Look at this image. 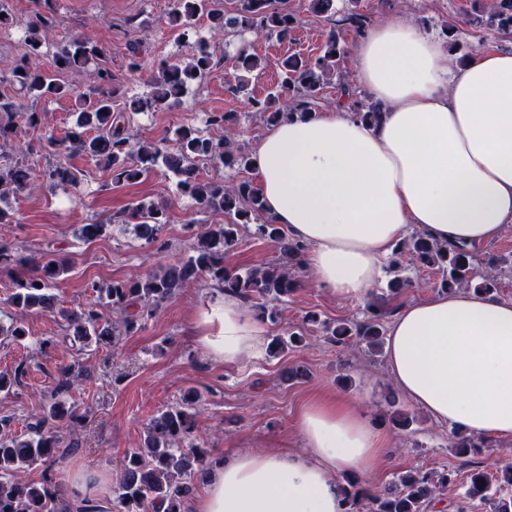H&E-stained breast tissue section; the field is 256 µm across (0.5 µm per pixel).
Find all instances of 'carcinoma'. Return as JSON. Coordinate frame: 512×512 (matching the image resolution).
I'll return each instance as SVG.
<instances>
[{
  "label": "carcinoma",
  "mask_w": 512,
  "mask_h": 512,
  "mask_svg": "<svg viewBox=\"0 0 512 512\" xmlns=\"http://www.w3.org/2000/svg\"><path fill=\"white\" fill-rule=\"evenodd\" d=\"M351 8L343 11L336 20V29L330 31L322 54L315 60L297 56L280 59L282 82L265 98L249 96L252 109L269 124L279 122L294 113H310L316 105L324 82L337 76L341 94L348 96L353 115L367 122H376L380 108L359 99L352 88L349 75L338 70V63L346 54L342 30L351 28L360 34L365 31L370 17L360 11L361 0H349ZM207 14L224 33H261L279 39L299 26L297 17L275 0H242L238 15L227 17L215 7L213 0H173L169 24L185 31L194 25L201 14ZM469 22L493 31L505 38L512 37V0H474L473 15ZM50 35L49 27L41 22L30 24L28 51L15 63L8 82L26 95L60 98L70 94L71 87L56 77L58 73L79 70L90 63L96 64L97 86L81 95L77 128L60 140L47 139L50 147L65 146L69 153H81L97 165L112 170V180L135 183L158 163L181 176L182 193L198 203L225 214L222 224H211L197 236L193 254L186 260L171 264L138 279L116 281L96 288L99 299L79 310L64 313L71 332L66 334L70 346L81 349L93 343L117 341L141 330L145 318L153 308L170 299L179 288L190 280L206 275L222 286L226 295L244 301L259 300L260 315L272 320L282 312L298 286L288 261L304 251V245L288 239L286 232L269 220L256 225L260 238L280 247L286 261L264 268L239 272L224 263L225 254L236 245L241 230L248 227L263 212L259 190L249 180L230 182H204L198 179L194 161L205 158L234 170L249 169V154L239 147L222 140L202 136L187 126L177 132L173 150L163 144H143L134 150L125 125L113 118L112 71L103 64V51L95 44L75 39L62 46L54 57V71L42 69L36 58L43 43ZM235 68L240 72L237 83L228 91L233 94L248 93L247 76L264 66V60L242 46L234 54ZM211 64L206 42L198 43L190 61L182 64L162 61L153 78L151 97L132 101L134 111H144L156 105L174 104L187 86L201 79ZM22 118L29 126L39 123L36 112H8L0 120V138L14 134L16 119ZM43 180L75 189L79 184L77 174L65 162H57L41 174ZM33 178L26 168L14 166L0 168V200L32 186ZM131 217L140 220L136 225L139 237L154 239L159 227L168 221L162 207L136 205ZM391 272L395 277L389 282L392 294L410 286V279L398 275L402 258L420 268L441 274L443 290L466 288L476 293L492 296L497 292V275L512 269V262L504 257L477 259L472 248L446 246L432 241L424 234H414L399 243L394 252ZM64 268L49 260L37 265L30 276L20 282L10 298L18 309L17 318L9 326L0 325V336L20 341L27 332L24 317L30 313L50 311L56 307L55 296L49 293L54 280ZM336 342L343 344L352 338L366 342L375 353H382L385 337L381 311L373 309L361 322L341 324L331 330ZM305 342L301 330H292L285 336L275 337L269 353L279 356L290 348ZM198 402L194 392H187L181 403L153 417L146 429L144 446L126 457L116 494L120 512H186L187 500L192 492V480L207 465L206 451L192 443L182 446L195 427L192 409ZM78 420L75 405L63 401L50 404L47 412L29 423L25 436L6 437L0 434V512H68L59 495L58 481L49 476L39 483L21 476L27 468L40 464L51 467L55 455L62 447L64 430ZM457 473L452 470L432 472L416 468L401 474L394 486L384 495H373L364 489L357 477L345 478L342 488V512H425L427 503L454 486ZM467 496L478 498L489 505V512H512V497H495L491 494L492 476L484 469H475L468 476Z\"/></svg>",
  "instance_id": "cac0c4a2"
}]
</instances>
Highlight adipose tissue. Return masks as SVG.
I'll use <instances>...</instances> for the list:
<instances>
[{"label":"adipose tissue","mask_w":512,"mask_h":512,"mask_svg":"<svg viewBox=\"0 0 512 512\" xmlns=\"http://www.w3.org/2000/svg\"><path fill=\"white\" fill-rule=\"evenodd\" d=\"M356 70V87L384 109L377 123L340 103L284 119L251 154L267 216L305 244L317 285L345 300L382 278L409 227L471 246L512 224V48L455 65L402 13L361 34ZM193 331L218 363L266 352L265 322L232 296L201 310ZM385 353L397 386L449 428L512 438L511 301L460 290L407 304ZM298 433L306 454L217 462L193 512H341L340 473L371 470L385 437L336 397L309 401Z\"/></svg>","instance_id":"1"}]
</instances>
